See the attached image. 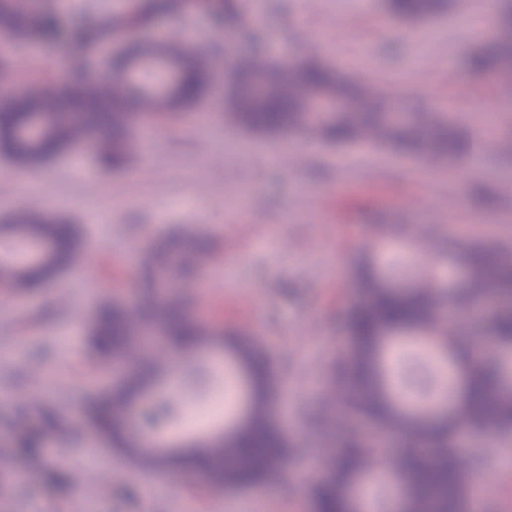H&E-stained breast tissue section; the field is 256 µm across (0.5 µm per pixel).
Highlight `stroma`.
I'll return each instance as SVG.
<instances>
[{
  "label": "stroma",
  "instance_id": "stroma-1",
  "mask_svg": "<svg viewBox=\"0 0 512 512\" xmlns=\"http://www.w3.org/2000/svg\"><path fill=\"white\" fill-rule=\"evenodd\" d=\"M138 0H59L70 28L104 25ZM274 59L313 43L330 68L356 73L374 87L403 96L408 110L478 116L502 106L492 148L450 165L363 143L329 145L292 137L281 147L270 137L229 130L221 95L209 97L214 131L194 117L150 122L148 139L129 164L107 170L86 153L65 152L34 168L0 159V213L26 206L25 189L38 183L53 214L80 227L77 259L49 288L14 293L0 304V453L17 428H36L27 385L42 376L44 397L72 426L50 437L65 470L83 484L31 486L15 476L0 480V512H314L313 454L330 395L326 380L350 339L337 319L352 289L354 262L366 247L387 254L419 242L423 259L436 261L449 235L462 242L512 246V158L497 147L512 136V83L470 70L469 61L499 41L500 13L473 27L472 0H450L448 10L415 23L385 15L382 0H261ZM156 29L175 31L187 46L214 50V78L225 84L229 55L211 39V18L188 10L160 16ZM422 40L409 38L410 30ZM14 85L69 86L62 44L40 52L9 50ZM208 210L199 214L197 201ZM374 224H408L412 237L376 240ZM192 226L208 239L203 291L190 312L216 331L255 336L275 360L274 421L297 453L285 477L211 496L194 477L172 481L134 468L88 425L89 397L109 387L113 372L87 349L93 301L106 294L126 305L141 298L140 260L148 240ZM93 262L87 279L79 268ZM492 432L459 429L462 456L480 466L490 494H475L460 512H495L512 501V463L491 455Z\"/></svg>",
  "mask_w": 512,
  "mask_h": 512
}]
</instances>
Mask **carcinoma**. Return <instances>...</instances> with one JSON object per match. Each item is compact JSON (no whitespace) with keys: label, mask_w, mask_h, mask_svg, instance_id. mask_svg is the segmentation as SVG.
I'll return each mask as SVG.
<instances>
[{"label":"carcinoma","mask_w":512,"mask_h":512,"mask_svg":"<svg viewBox=\"0 0 512 512\" xmlns=\"http://www.w3.org/2000/svg\"><path fill=\"white\" fill-rule=\"evenodd\" d=\"M208 12L213 22L230 25L248 10L245 0H141L131 12L118 16L106 28L66 29L53 0H0V34L16 47L67 42L74 84L60 92L34 86L0 112V155L18 167H38L81 147L101 165L118 168L128 158L133 122L143 117L167 116L179 120L188 111H200L202 100L214 90L212 71L204 56L171 38L152 36L160 14H179L190 5ZM445 8L444 0H388L395 17L414 19ZM114 29L131 35L107 67L133 70L135 84L85 79L91 54ZM500 52L475 58L480 71L506 72L512 63ZM238 79L225 93V111L236 126L260 135L288 138L305 132L331 144L367 140L439 163L451 164L471 149L462 120L447 112H406L392 115L391 96L365 86L360 76L325 67L317 54H298L295 66L285 67L257 51L232 62ZM325 93L343 104L339 112H316L311 101ZM32 124L39 133L25 136ZM78 233L75 225L60 221L44 209L21 210L0 223V277L17 292L49 287L71 265ZM206 254L183 244V235L152 242L141 262L144 300L133 311L109 297L98 298L91 314L90 346L102 361L125 366L127 379L99 393L87 411V421L116 449L126 451L139 468L171 467L198 476L221 488L261 483L284 471L288 441L270 419L266 398L273 385L272 359L248 336L228 333L245 383L252 394L247 414L227 437L206 441L183 453L159 454L147 437L133 434L126 412L166 368L152 356L142 332L160 337L177 352L191 351L213 340L215 334L188 312V296L167 292L171 278L200 279ZM440 263L461 268L465 283L441 299L434 291L432 272L417 276L413 287H391L383 268L395 264L362 256L353 270L355 292L343 314L351 339L349 355L340 358L330 383L342 388L340 415L370 421L382 433L408 436L412 447L387 457L379 479L370 484L387 494L394 481L405 490L401 512H459L471 497L459 478L469 465L455 442L458 427L512 434V252L479 245L459 248L448 240ZM500 297L503 307L484 321L496 348L511 360L487 364L476 341L457 335L453 323L437 318V310L476 309L487 296ZM447 337L453 362L467 373L450 386L438 404L446 411L428 416L422 403L407 399L392 380V363L385 355L387 341L398 334ZM41 427L18 431L10 440L9 458L36 459L45 431L63 435L68 424L54 404L37 405ZM327 470L314 478L316 512H367L362 477L372 475L368 463L373 441L358 431L327 420Z\"/></svg>","instance_id":"cac0c4a2"}]
</instances>
